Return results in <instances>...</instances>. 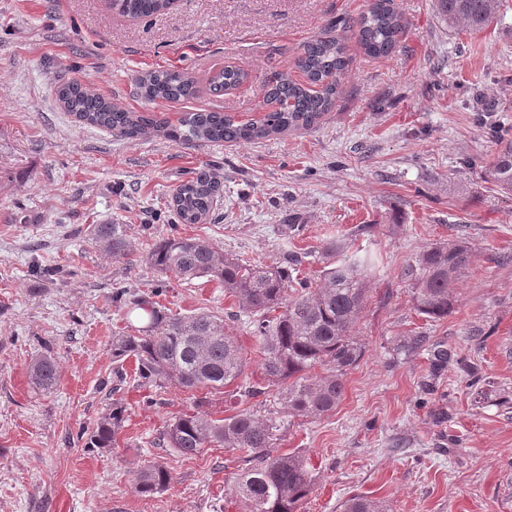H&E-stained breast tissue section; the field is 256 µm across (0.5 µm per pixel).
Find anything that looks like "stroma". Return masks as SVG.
Segmentation results:
<instances>
[{"instance_id": "stroma-1", "label": "stroma", "mask_w": 512, "mask_h": 512, "mask_svg": "<svg viewBox=\"0 0 512 512\" xmlns=\"http://www.w3.org/2000/svg\"><path fill=\"white\" fill-rule=\"evenodd\" d=\"M366 4L174 0L129 19L109 0H0V512H240L236 455L207 448L184 458L156 443L191 410L189 394L119 385L112 374L130 301L154 295L182 315L230 311L220 284L145 266L148 248L172 234L266 265L334 239L374 258L353 329L364 353L336 410L310 420L278 415L271 399L248 403L259 418L278 417V452L309 463L301 512H339L355 495L386 512H512V200L480 177L498 150L487 124L512 139V0L479 30L448 29L432 0H393L405 23L399 48L373 58L346 34L351 62L331 111L311 129L255 142L192 146L157 131L129 139L78 122L56 96L75 78L139 112L134 74L201 77L224 63L250 81L154 111L255 119L265 72L292 70L302 44ZM203 167L221 184V218L179 223L172 195ZM93 224L123 225L129 255H107ZM363 224L371 234H358ZM455 238L471 244L474 263L453 312L434 321L415 311L400 270ZM419 334L425 348L410 349ZM437 345L458 357L433 376ZM47 347L59 372L50 392L29 375ZM115 400L127 411L114 446L86 447L83 430ZM157 461L171 484L136 494L137 471Z\"/></svg>"}]
</instances>
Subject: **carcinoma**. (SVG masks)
<instances>
[{
	"label": "carcinoma",
	"mask_w": 512,
	"mask_h": 512,
	"mask_svg": "<svg viewBox=\"0 0 512 512\" xmlns=\"http://www.w3.org/2000/svg\"><path fill=\"white\" fill-rule=\"evenodd\" d=\"M391 2L372 0L366 12L337 26L353 32L366 55L385 57L399 47L404 28ZM170 4L171 0H110L112 10L139 19L165 11ZM498 7L499 0H436L438 14L451 29H479L497 17ZM293 65L307 83L294 81L286 70L271 73L263 84V103L274 108L259 122L243 123L228 113L203 110L183 111L173 124L149 108L142 112L120 108L75 79L57 86V98L80 122L130 139L159 128L174 141L199 146L251 142L312 127L331 110L349 66L343 37L336 34L304 43ZM248 78L242 69L221 66L210 72L206 85L211 91H224ZM134 82L148 105L158 100L180 103L203 93V84L179 69L141 72ZM482 172L502 196L512 199V140L505 141ZM219 188L217 178L206 168L182 183L172 198L180 223H205ZM92 236L110 254H127L123 225L94 224ZM345 248L342 240L322 246L323 267L315 279L301 271L308 254L295 251L283 254L278 265L268 266L226 256L203 238L180 235L164 238L147 251L149 268L180 280L217 282L238 313L248 315L262 356V387L249 382L243 348L225 331L224 318L210 311L177 316L139 298L133 301V309L147 315L148 325L112 338L118 381L127 376L122 362L132 359L141 386L168 383L189 393L199 407L167 422L160 433L163 445L183 457L214 444L240 453L244 468L236 478L234 494L241 512H301L312 490L311 471L298 454H272L277 421L256 418L246 410L221 417L209 406L214 395L235 383L246 399L273 393L279 408L291 417L316 418L336 410L347 371L363 354L352 329L368 300L373 266L370 255L358 251L336 259ZM473 260L472 247L461 239L433 243L411 257L402 267L401 279L410 287L415 310L433 320L448 317L454 289ZM429 355L433 372L454 358L443 347L432 348ZM30 373L42 390L58 383L49 352L32 362ZM125 422L126 406L111 402L86 432V447H112ZM172 479L170 469L155 462L137 472L134 490L142 496L153 495L165 490ZM341 508L342 512H383L379 503L364 496L347 499Z\"/></svg>",
	"instance_id": "obj_1"
}]
</instances>
